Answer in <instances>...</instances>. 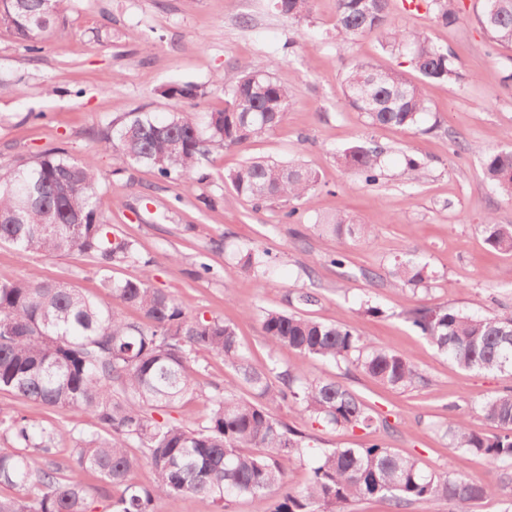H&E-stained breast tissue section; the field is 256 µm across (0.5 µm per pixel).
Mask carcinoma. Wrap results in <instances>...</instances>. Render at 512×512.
Returning <instances> with one entry per match:
<instances>
[{"mask_svg": "<svg viewBox=\"0 0 512 512\" xmlns=\"http://www.w3.org/2000/svg\"><path fill=\"white\" fill-rule=\"evenodd\" d=\"M0 24L31 53L56 25L60 0H0ZM292 19L310 14L312 0H271ZM457 0H427L437 22L459 19ZM388 0H336L333 33L348 45L375 34L383 49L409 58L417 72L410 78L384 65L355 61L342 80V106L363 114L372 127L432 132L426 86L462 79L454 54L423 31L397 28L388 19ZM478 22L494 45L512 46V0H478ZM276 62L250 60L240 65L237 82L224 90V108L205 113L199 123L190 113L172 112L156 121L133 113L97 137L105 151L150 168L159 179L189 178L209 147L231 148L274 132L288 112L291 94L273 76ZM164 95L178 103L206 96L198 85L175 84ZM381 152L372 142L337 155L368 185L379 181ZM485 180L512 199V149L495 150L483 159ZM234 193L256 204L284 201L282 220L297 224L301 207L318 185L317 173L295 161L248 160L224 174ZM99 175L94 158L75 160L55 150L0 176V242L21 253L77 254L90 259L102 275L106 304L66 282H0V391L58 411L81 408L103 432L72 433V463L61 468L50 460L62 431L52 422L0 411V486L16 490L0 495V512H92L88 472L116 489L111 512H153L162 496L192 495L218 509L242 498L277 494L271 512H345L347 505L380 497L394 512L412 504L443 499L457 512L500 492L512 498V390L480 406L497 429L472 431L461 419L446 429L454 449L478 453L496 468L498 482L475 484L450 469H423L379 443L363 448H314L305 433L282 421L277 409L291 405L302 419L327 427L367 429L377 422L348 388L306 375L304 360L345 363L379 383L406 389L423 381L411 360L387 347L365 341L343 320L325 323L279 309L262 311V328L276 349L295 351L299 362L257 367L249 362L236 328L220 318L205 319L145 279L114 281L112 265H153L135 240L116 234L102 219L97 197ZM319 228L337 238H363L367 224H356L338 210ZM487 244L512 250V224L488 217L482 225ZM269 253L248 249L239 269L257 277L271 268ZM387 275L395 286L416 290L427 283V266L411 258L394 262ZM134 307L142 320L129 321L121 308ZM408 320L459 367L478 372L512 370V312L473 316L448 307L411 309ZM206 351L224 359L251 398L224 390L210 398L211 412L194 429L170 420L197 390L190 373L193 355ZM137 447L154 469L155 482L140 486L129 474ZM310 466L309 483L286 488V471Z\"/></svg>", "mask_w": 512, "mask_h": 512, "instance_id": "carcinoma-1", "label": "carcinoma"}]
</instances>
